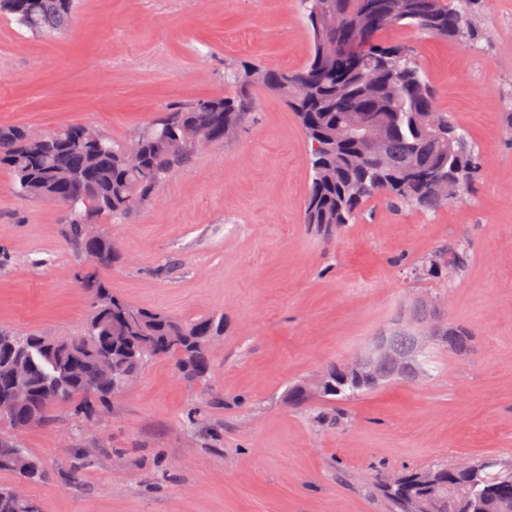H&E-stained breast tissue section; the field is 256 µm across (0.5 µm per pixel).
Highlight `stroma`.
I'll list each match as a JSON object with an SVG mask.
<instances>
[{"instance_id":"1","label":"stroma","mask_w":512,"mask_h":512,"mask_svg":"<svg viewBox=\"0 0 512 512\" xmlns=\"http://www.w3.org/2000/svg\"><path fill=\"white\" fill-rule=\"evenodd\" d=\"M480 34L465 44L405 26L413 50L479 147L471 188L436 212L367 203L324 239L303 222L304 134L280 96L251 89L253 120L173 172L112 231L123 261L76 258L65 210L14 193L0 167V325L80 332L93 273L137 307L180 318L219 311L212 373L150 363L95 421L73 406L18 432L50 477L0 471L41 512H388L377 472L512 457V0H465ZM311 49L296 0H78L45 37L0 14V127L81 126L131 140L166 108L228 94L224 64L301 67ZM467 248L459 278H419L435 251ZM447 295L442 319L475 338L436 352L427 376L344 402L320 423L286 402L291 384L409 323L414 301Z\"/></svg>"}]
</instances>
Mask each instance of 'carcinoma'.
I'll return each mask as SVG.
<instances>
[{
    "mask_svg": "<svg viewBox=\"0 0 512 512\" xmlns=\"http://www.w3.org/2000/svg\"><path fill=\"white\" fill-rule=\"evenodd\" d=\"M359 0H301L311 50L294 70H269L224 63V83L234 92L176 105L141 128L139 156L130 158L126 143L95 131L66 126L47 135L21 127L0 128V167L12 173L15 191L42 198L54 193L67 200L64 239L77 254L101 266L121 260L120 247L101 219H119L153 199L175 169L195 155L184 138L191 128L211 143L226 139L227 129L246 124L256 104L248 88L261 84L281 96L310 144L311 182L304 223L325 238L361 214L369 200L394 209L435 212L459 199L477 174L478 151L451 116L434 105V89L412 51L384 42L380 34L394 26L412 27L443 39L478 36L466 8L455 0H403L406 9L367 20ZM75 0H0V11L19 25L42 34H58L70 22ZM332 11L327 29L321 12ZM380 136L377 154L364 134ZM467 250L461 245L435 252L415 267V274L448 278L463 271ZM89 300L86 330L71 336H47L0 327V400L19 382L28 390L21 403L0 408V419L19 431L40 422L58 404L81 400L77 412L95 419L112 395V377L137 373L153 358L170 357L192 378L211 371L209 339L224 335V314L182 319L135 307L114 295L93 274L82 276ZM473 336L460 326H438L433 344L450 352L467 350ZM329 387L302 380L288 390V403L313 400L334 405L369 387L353 361L324 369ZM385 380L412 382L415 374L379 365ZM15 436L0 433V471L27 480L47 479L41 464ZM392 512H512V460L487 459L462 469L438 462L407 471L393 483L378 478ZM0 512H40L28 499L17 501L0 487Z\"/></svg>",
    "mask_w": 512,
    "mask_h": 512,
    "instance_id": "cac0c4a2",
    "label": "carcinoma"
}]
</instances>
